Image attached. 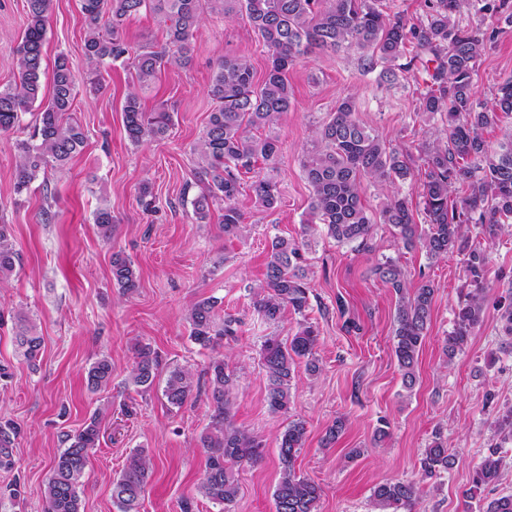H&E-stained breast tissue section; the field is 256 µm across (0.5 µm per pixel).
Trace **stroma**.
I'll return each mask as SVG.
<instances>
[{
    "mask_svg": "<svg viewBox=\"0 0 512 512\" xmlns=\"http://www.w3.org/2000/svg\"><path fill=\"white\" fill-rule=\"evenodd\" d=\"M457 21L494 31L473 76L476 99L492 102L498 87L512 79V24L480 12L476 0H464ZM27 23L25 0H0V85L17 74L14 47ZM86 23L79 0H54L44 45V65L65 54L77 79L74 118L84 127L83 150L61 169L38 173L27 195L13 192L18 153L14 136L0 135V224L10 225L20 262L0 283V419L14 421L21 435L13 448L20 466L0 469V486L20 478V498L0 501V512H45L50 463L63 450L68 434L99 417L100 442L90 454L81 479L83 512H117L112 481L135 450H145L152 469L141 512H181L191 500L195 512H219L203 498L206 453L200 437L212 413L205 391L193 392L182 408L164 396L170 370H191L206 383L211 353L190 338L188 308L203 299L217 300L219 317L238 319L235 340L223 352L239 381L233 389L236 427L264 443L262 458L240 468L239 494L232 512H275L274 488L281 474L278 438L289 421L305 422L307 433L295 470L318 484L316 512H375L374 487L389 479L420 480L414 512H482L483 501L512 494V439H502L496 421L512 408V335H505L501 314L512 300V234L481 239L489 255L483 315L455 358L443 353L454 314L464 299L463 257L433 259L421 248H404L391 225L381 223L387 191L367 186L363 203L373 220L367 246L344 244L324 228L305 235L311 188L303 160L314 144V131L338 103L352 98L359 119L387 147L407 154L412 176L395 189L413 203L416 224H424L420 184L427 170L426 148L443 136V114L419 109L424 88L418 71L399 73L394 85L367 71L355 51L315 52L289 71L293 106L278 123L275 167L257 165L242 175L237 204L250 231L225 237L221 213L211 210L198 223L191 204L197 157L214 103L211 77L224 57H243L256 79H263L268 56L261 39L241 14L224 16L204 9L193 38L188 64L161 70L140 92L147 111L165 108L172 116L159 140L133 144L123 125L122 105L135 82L131 62L110 63L90 73L85 53ZM130 52L145 44L163 47L166 29L151 11L125 24ZM277 183L280 200L271 210L257 207L256 176ZM149 186L151 206L140 200ZM112 212V239L104 241L94 223L99 207ZM51 209L52 220L42 212ZM309 239L306 269L310 286L304 314L285 309L276 324L255 313L250 289L265 274L273 237ZM134 264L138 290L122 293L112 280V256ZM399 264L410 286L428 282L435 289L431 321L419 353L418 382L402 386L393 355L398 298L375 273L385 261ZM36 325L44 343L36 365H29L14 343L16 314ZM319 328V370L297 363L287 413L272 412L260 349L266 337L287 338L299 323ZM150 344L162 364L152 387L134 386L129 374L135 342ZM112 361L107 388H88L86 372L99 358ZM343 420L333 445L323 443L327 428ZM390 435L375 442L380 421ZM441 435L455 464L441 477L422 479L420 459L434 435ZM360 456H352V449ZM502 460L499 481L482 500L465 498L474 467L490 452Z\"/></svg>",
    "mask_w": 512,
    "mask_h": 512,
    "instance_id": "obj_1",
    "label": "stroma"
}]
</instances>
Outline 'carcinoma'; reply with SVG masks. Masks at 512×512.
Masks as SVG:
<instances>
[{"instance_id":"1","label":"carcinoma","mask_w":512,"mask_h":512,"mask_svg":"<svg viewBox=\"0 0 512 512\" xmlns=\"http://www.w3.org/2000/svg\"><path fill=\"white\" fill-rule=\"evenodd\" d=\"M204 1L226 16L245 15L268 53L267 71L260 85H255L253 67L247 59L226 57L208 89L214 108L196 148L200 162L195 178L202 190L193 199V206L198 221L204 222L211 205L223 203L221 224L228 237H238L246 230L244 214L236 206L241 174L251 172L259 162L269 166L277 161L279 140L275 125L292 106L288 71L302 57L316 50L354 48L362 52L364 68L371 69L377 53L381 59L397 64V68L383 72L389 82L396 79V70L420 66L426 84L419 98L420 110L443 112L448 120L446 141L433 146L427 154L428 170L421 197L429 230L424 235L417 233L404 197L391 198L382 211V219L398 231L407 249L418 245L432 259L445 258L454 251L464 255L465 286L470 291L455 313L454 328L443 348L448 359H453L480 321L487 288L488 254L469 243L464 225L473 224L479 233L495 238L512 220V140L494 148L483 137V130L496 121L498 113L512 112V80L498 87L490 106L476 102L473 84V74L492 34L453 20L460 11L461 0H424L427 22L420 25H410L398 14H384L378 0H81L88 65L97 70L107 60L123 58L128 53L124 22L142 8L150 7L166 25V45L160 51L145 45L137 54L138 87L149 86L163 67L190 60L192 38L202 19ZM26 7L27 25L15 50L18 75L13 83L0 86V134L19 131L20 114L43 99V49L53 0H26ZM408 44L413 45L415 54L402 63ZM76 94L75 75L68 57L61 54L53 66L48 100L36 113L32 133L14 142L19 155L16 194L28 192L42 168L49 164L62 168L83 149L85 132L72 117ZM122 112L127 137L137 145L164 137L172 122L170 112L164 109L145 111L139 92L133 89L126 94ZM355 112L353 100L346 98L339 103L336 112L317 128L316 145L307 154L303 170L312 190L307 225H324L327 234L339 243L364 245L372 226L363 203L365 182L405 181L411 177V166L407 156L387 149ZM252 129H263L265 135L255 137L250 134ZM459 182L467 184V193L451 201L449 197ZM254 193L259 206L267 210L276 207L279 189L272 180L255 181ZM94 222L103 238L111 237L112 212L108 207L97 209ZM306 246L304 241L281 236L271 239L265 280L251 288L253 309L263 321L278 322L287 307L300 314L308 307L309 288L303 265ZM18 259L9 225L0 224V280L15 271ZM375 274L398 296L393 352L402 385L410 391L417 382L418 357L434 288L426 282L408 292L404 271L391 260L378 265ZM112 280L125 294L139 288L134 265L119 253L112 255ZM187 319L191 339L212 351L237 333L238 320L229 317L217 321L215 301L210 299L195 303ZM318 337L317 327L307 323L285 341L277 336L264 341L262 369L273 412L288 413L289 389L298 360H306L308 371H318ZM15 341L24 359L36 363L43 338L24 315L17 316ZM133 351L131 382L148 388L159 366L157 352L141 342L134 345ZM208 373L214 409L208 431L201 439L207 463L199 491L228 512L239 492L234 471L257 463L263 455V445L256 436L234 427L229 419L228 393L237 377L228 369L224 354L212 358ZM111 379L112 362L106 357L95 361L86 375L87 385L93 390L107 387ZM193 391L191 372L182 368L170 371L165 389L170 406L182 407ZM306 433L304 422L292 420L279 439L281 476L273 493L275 512H314L320 498L321 488L295 471ZM99 435L95 415L80 430L66 435L67 447L53 459L45 487L48 512H82L78 484ZM19 436L20 430L12 421H0V469L12 470L17 465L12 449ZM150 465L142 450L127 458L112 482V500L119 512H139ZM453 465L446 443L435 436L420 460L424 475L437 476ZM500 470L501 459L493 451L473 470L466 497L474 499L496 483ZM419 494L418 485L412 481L387 480L373 489L372 497L379 512H412Z\"/></svg>"}]
</instances>
